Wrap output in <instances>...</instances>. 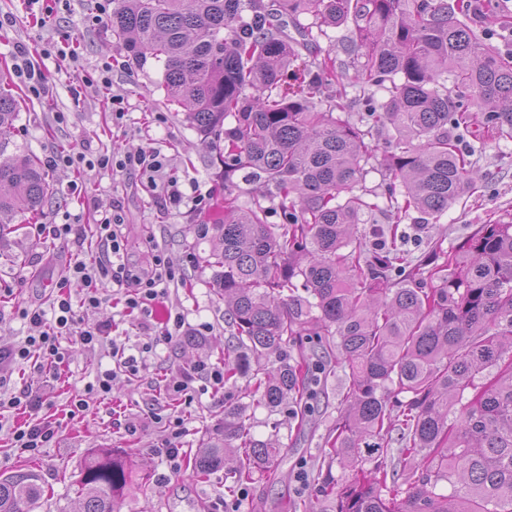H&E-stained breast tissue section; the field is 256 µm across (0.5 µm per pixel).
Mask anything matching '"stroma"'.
Returning a JSON list of instances; mask_svg holds the SVG:
<instances>
[{
  "label": "stroma",
  "instance_id": "1",
  "mask_svg": "<svg viewBox=\"0 0 512 512\" xmlns=\"http://www.w3.org/2000/svg\"><path fill=\"white\" fill-rule=\"evenodd\" d=\"M100 0H46L51 12L44 25L27 13L24 0H0V14L13 16V25L0 28V70L20 102L10 132L0 138V153L10 157L29 154L47 163L53 150L71 145L92 156L102 151L121 153L160 150L167 171L185 194L179 205L167 204L161 192L148 187L139 174H112L85 169L75 179L71 167H49L53 196L45 205L44 223L95 224L102 210L119 201L125 216L122 233L128 244L127 261L150 271L155 252H162L176 271L166 287L165 301L156 308L148 328L127 316L104 286L101 305L76 307L79 328L111 324L118 340L137 344L155 340L156 346L138 376L118 377L109 404H101L89 386L98 372L112 368L110 347L94 350L68 344L64 385L48 389L51 405L44 413L55 422L53 439L44 448L28 452L14 447L13 426L24 423L21 415L0 419V473L30 466L39 472L45 504L41 512H77L81 464L93 448H118L131 453L151 474L149 485H130L119 512H208L210 504L224 499V473L195 477L190 468L171 469L154 449L163 437V421L172 403L157 398L153 378L159 372H177L199 362L222 361L225 305L218 294L215 270L208 263L217 223L224 217V167L213 162V149L201 141L186 121L182 108L170 104L161 86L162 71L154 65L138 67L112 40L108 16L99 13ZM484 17H473L476 33L501 52H512V7L504 0H488ZM74 44L76 57L61 56L60 47ZM32 52L51 49L44 58L49 94L33 96L13 67L20 48ZM111 64L112 92L122 100L124 115L115 119L103 97L85 87V78H98L103 64ZM477 197L462 199L443 214L433 230L422 229L414 219L402 222L409 247L427 248V237L443 236L444 248H452L493 216L512 213V140L487 139L474 158ZM80 192H73L72 183ZM210 194L206 208L193 206L196 194ZM36 223L0 241V347L16 345L32 332L19 310L24 306L50 310L70 262L85 252L73 244L39 234ZM181 314L185 325L172 340L162 338L169 312ZM206 325V343L185 345L193 329ZM348 379L341 369L329 368L321 377L318 396L310 401L305 419L254 406L248 411L255 438L273 440L283 449L276 472L256 474L242 491L240 512H308L317 498V473L321 450L335 428L344 406ZM85 395L89 408L70 417V395ZM126 413L137 423L136 432L114 421V412ZM224 425V407L210 395L194 405L182 439V454L202 446Z\"/></svg>",
  "mask_w": 512,
  "mask_h": 512
}]
</instances>
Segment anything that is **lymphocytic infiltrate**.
<instances>
[{
  "label": "lymphocytic infiltrate",
  "instance_id": "lymphocytic-infiltrate-1",
  "mask_svg": "<svg viewBox=\"0 0 512 512\" xmlns=\"http://www.w3.org/2000/svg\"><path fill=\"white\" fill-rule=\"evenodd\" d=\"M87 167L104 171L137 173L146 177L150 186H161L162 192L170 202H180L183 194L176 179L167 177L165 159L160 152L149 154H116L105 151L87 160ZM124 217L120 208L105 213L95 225L93 234L102 250L101 256L85 257L76 260L68 270L69 280L82 285V304L88 308L99 307L102 298L98 286L101 282H112L122 292L124 303L129 311L138 313L141 318L152 316L156 303L163 297L162 286L174 281L176 273L162 256H155L150 275L140 276L132 273L123 262L125 239L121 227ZM23 319L35 327L34 335L26 337L24 343L7 349H0V373L18 361H32L34 370L58 377L65 362L66 350L62 343L75 339L81 346L93 349L101 346L112 331L111 325H101L92 329H75L72 297L58 295L53 302L52 315L38 308L25 307L21 310ZM153 349L152 343L138 345L136 353H127L125 346L113 345L112 358L114 369L103 372L96 379L95 390L102 398L112 394V384L117 375H137L145 367L147 353ZM205 379L207 388L219 392L224 388V368L217 364H197L190 369L172 375L167 374L161 380L164 394L172 396L179 403V410L168 417L165 435L158 450L159 456L169 463H176L181 448V439L186 432L188 410L198 399L194 383ZM45 405L41 389L24 388L16 393L0 391V411L5 409H24L33 415V422L24 424L12 431L15 447L34 451L44 447L55 431L49 421L39 420L38 414Z\"/></svg>",
  "mask_w": 512,
  "mask_h": 512
}]
</instances>
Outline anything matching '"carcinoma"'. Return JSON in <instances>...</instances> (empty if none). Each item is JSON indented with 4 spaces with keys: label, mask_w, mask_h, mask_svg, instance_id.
<instances>
[{
    "label": "carcinoma",
    "mask_w": 512,
    "mask_h": 512,
    "mask_svg": "<svg viewBox=\"0 0 512 512\" xmlns=\"http://www.w3.org/2000/svg\"><path fill=\"white\" fill-rule=\"evenodd\" d=\"M110 26L138 65L161 68L167 99L203 138L224 137L211 252L231 328L224 383L252 359V404H295L305 354L293 358L288 341L332 337L349 387L318 473L321 504L512 512V220L480 225L451 251L436 240L425 257L397 244L411 214L435 219L473 193L478 149L461 147L470 112L512 140V54L448 0H112ZM341 27L346 59L306 56ZM18 110L0 78V137ZM377 167L381 191L357 190ZM237 174L252 186L248 205ZM51 196L35 158L1 160L0 237ZM378 212L388 224L371 245L355 228ZM250 405L224 409L223 433L188 460L198 477L224 469L235 504L281 452L251 435ZM335 463L349 471L341 483ZM133 475L116 449H90L79 512H116ZM444 482L451 493L437 492ZM42 497L36 472L0 476V512H36Z\"/></svg>",
    "instance_id": "obj_1"
}]
</instances>
